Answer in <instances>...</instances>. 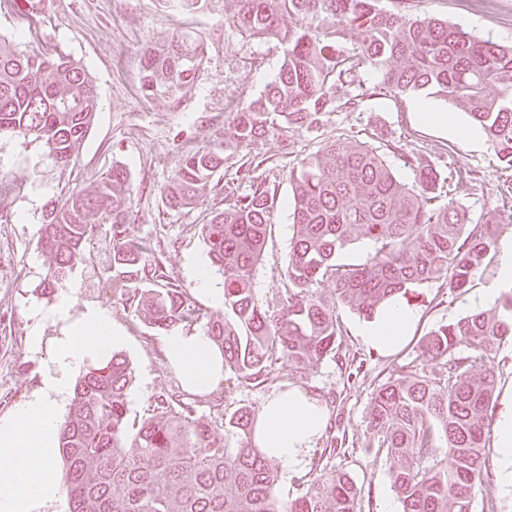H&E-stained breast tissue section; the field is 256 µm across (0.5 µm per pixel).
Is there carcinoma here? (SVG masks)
Segmentation results:
<instances>
[{
  "instance_id": "carcinoma-1",
  "label": "carcinoma",
  "mask_w": 512,
  "mask_h": 512,
  "mask_svg": "<svg viewBox=\"0 0 512 512\" xmlns=\"http://www.w3.org/2000/svg\"><path fill=\"white\" fill-rule=\"evenodd\" d=\"M378 0H224V20L241 35L277 43L278 73L258 97L233 112L234 140L185 156L164 194L171 210L195 202L224 169L229 149H245L280 129L310 128L322 112H359L374 96L431 89L461 107L481 128L499 162L512 169V46L481 40L436 18L413 16L408 0L377 8ZM204 48L179 31L145 51L140 87L179 102L198 78ZM369 70L381 81L360 80ZM496 89L490 95V89ZM100 108L96 84L63 56L22 51L0 38V136L42 143L54 167L73 162ZM418 175L401 182L391 163L367 143L336 139L289 171L294 234L285 289L272 311L256 296L276 187L248 163L224 184V211L199 232L224 291V317L199 308L166 269L153 242L129 235L127 172L117 166L85 196L46 210L43 248L52 262L46 279L58 288L83 258L93 231L108 225L113 279L123 309L168 331L204 325L224 354V372L251 387L273 382L288 360L295 376L336 354L341 331L334 307L318 295L330 280L336 304L367 317L425 283L449 277L461 295L484 275L497 241L492 224L472 220L459 196L481 181L458 168L442 176L421 151L394 146ZM371 238L374 253L360 265L336 256L354 232ZM512 337V289L493 306L438 326L420 341L423 356L440 362L430 376L412 364L378 386L366 424L367 447L390 461L402 512H494L495 483L486 453V426L497 374L488 366ZM132 372L112 355L76 383L59 432L67 466L70 512H362V491L342 471L312 464L297 496L276 495L277 462L252 443L254 421L240 408L203 415L171 388L154 394L148 416L128 432Z\"/></svg>"
}]
</instances>
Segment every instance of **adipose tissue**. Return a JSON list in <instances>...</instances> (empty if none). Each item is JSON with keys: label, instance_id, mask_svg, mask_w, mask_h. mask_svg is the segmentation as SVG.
Instances as JSON below:
<instances>
[{"label": "adipose tissue", "instance_id": "1", "mask_svg": "<svg viewBox=\"0 0 512 512\" xmlns=\"http://www.w3.org/2000/svg\"><path fill=\"white\" fill-rule=\"evenodd\" d=\"M70 308L64 297L51 310V318L64 327L49 350H42L39 334H32L33 352L46 354L41 385L11 414L0 418V512H43L58 495L59 407L70 391L73 373L85 363L104 361L110 349L124 342L108 309L91 307L75 318ZM417 320L416 311L397 300L360 334L368 345L390 350L410 336ZM161 350L189 391L208 392L224 377V359L203 332H170L163 337ZM325 419L324 408L302 390L277 391L263 404L253 443L289 477L314 448Z\"/></svg>", "mask_w": 512, "mask_h": 512}]
</instances>
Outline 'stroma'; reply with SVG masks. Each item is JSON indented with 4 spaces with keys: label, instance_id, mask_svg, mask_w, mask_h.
<instances>
[{
    "label": "stroma",
    "instance_id": "obj_1",
    "mask_svg": "<svg viewBox=\"0 0 512 512\" xmlns=\"http://www.w3.org/2000/svg\"><path fill=\"white\" fill-rule=\"evenodd\" d=\"M410 6L412 13H427L482 39L512 44V0H499L495 7L485 0H411ZM177 28L192 31L203 42V70L180 102L144 96L139 84L143 54L166 44ZM21 31L27 48L81 64L98 88L100 110L73 165L64 171L47 160L41 143L0 138V173L18 188L17 194L0 200V416L29 399L40 385L43 357L29 345L32 330H39L47 345L62 334L61 322L35 321L33 311L50 310L67 295L73 316L92 306L104 307L123 332L126 342L117 352L133 371L128 416L137 421L146 415L151 396L179 383L180 376L161 352V335L120 305L103 233L92 237L87 259L74 266L63 286L47 287L44 278L51 256L40 244L46 210L50 203L88 193L113 165H123L129 174L131 235L160 244L170 275L205 312L223 316V306L198 292L195 271L210 266L198 227L223 210L224 193L217 187L205 191L180 210L168 209L163 195L184 156L231 141L233 109L257 97L274 78L281 50L274 42L245 37L225 26L224 0H208L192 13L163 7L159 0H0V36L9 39ZM419 102L452 113L459 125L468 123L463 109L420 90L372 99L359 113L324 112L311 128L273 130L246 149L227 153L224 178H233L239 165L251 158L260 161L264 177L277 188L264 257L254 271V289L264 304L276 306L286 283L293 236L288 170L337 138L369 142L387 158L398 141L423 150L441 171L461 166L480 172L479 187L463 205L473 219L497 225L499 237H512V220L500 200L504 183H512V170L503 169L483 131L460 140L449 128L421 121L415 109ZM502 292L493 271L474 278L460 296L436 282L420 287L409 301L419 320L408 339L389 351L364 343L359 330L367 322L365 316L337 307L342 344L335 356L311 366L307 378L294 377L283 359L269 386L225 382L197 395L198 408L208 412L220 396L226 413L246 408L257 414L271 392L319 389L327 402V434L310 450L308 461L323 458L350 472L362 488L363 512H381L383 502L395 494L388 463L367 446L365 427L374 391L409 362L420 372L438 374L439 364L420 352L421 338L439 325L484 309V297L496 298Z\"/></svg>",
    "mask_w": 512,
    "mask_h": 512
}]
</instances>
